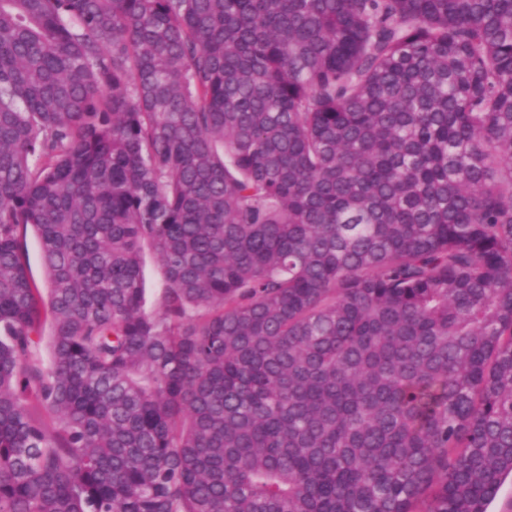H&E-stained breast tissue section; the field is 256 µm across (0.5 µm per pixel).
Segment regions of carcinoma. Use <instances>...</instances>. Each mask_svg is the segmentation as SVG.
Returning <instances> with one entry per match:
<instances>
[{
	"label": "carcinoma",
	"instance_id": "obj_1",
	"mask_svg": "<svg viewBox=\"0 0 512 512\" xmlns=\"http://www.w3.org/2000/svg\"><path fill=\"white\" fill-rule=\"evenodd\" d=\"M509 475L512 0H0V512ZM143 274L147 296V309H155L162 289L165 287V279L160 262L151 251H146L143 257Z\"/></svg>",
	"mask_w": 512,
	"mask_h": 512
}]
</instances>
